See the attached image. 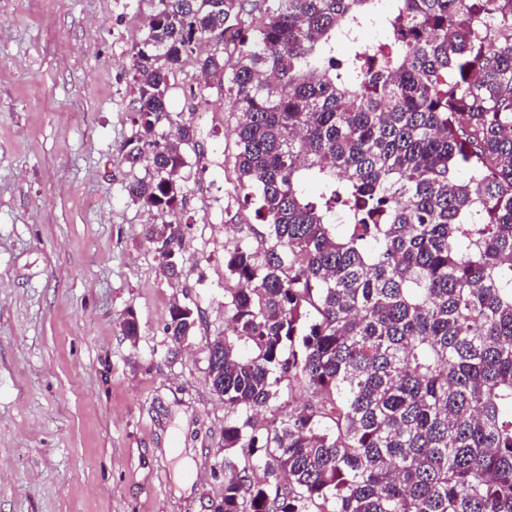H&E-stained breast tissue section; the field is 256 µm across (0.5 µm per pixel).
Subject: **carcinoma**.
<instances>
[{
	"label": "carcinoma",
	"instance_id": "carcinoma-1",
	"mask_svg": "<svg viewBox=\"0 0 512 512\" xmlns=\"http://www.w3.org/2000/svg\"><path fill=\"white\" fill-rule=\"evenodd\" d=\"M246 2L169 0L133 47L127 157L155 175L128 194L171 215L196 138L185 121L156 139L171 78L193 38L240 34L196 59L224 73L268 235L224 254L216 512H512V0H263L257 18ZM375 19L386 40L332 55ZM146 236L177 275L181 225ZM198 317L174 305L171 340ZM121 332L137 340L133 311ZM284 381L288 419L257 418Z\"/></svg>",
	"mask_w": 512,
	"mask_h": 512
}]
</instances>
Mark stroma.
Wrapping results in <instances>:
<instances>
[{
    "instance_id": "stroma-1",
    "label": "stroma",
    "mask_w": 512,
    "mask_h": 512,
    "mask_svg": "<svg viewBox=\"0 0 512 512\" xmlns=\"http://www.w3.org/2000/svg\"><path fill=\"white\" fill-rule=\"evenodd\" d=\"M155 0H0V512H208L224 495V424L208 345L229 321L224 255L260 249L234 167L237 112L194 60L175 121L210 116L177 178L178 278L127 187L132 47ZM199 310L173 346L174 303ZM135 312L140 334L121 333ZM195 471L182 476V458Z\"/></svg>"
}]
</instances>
